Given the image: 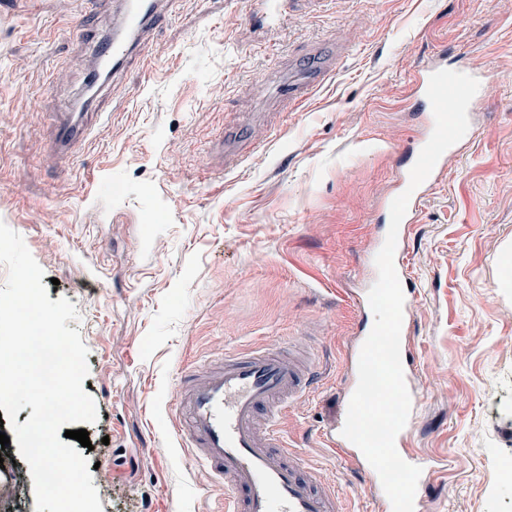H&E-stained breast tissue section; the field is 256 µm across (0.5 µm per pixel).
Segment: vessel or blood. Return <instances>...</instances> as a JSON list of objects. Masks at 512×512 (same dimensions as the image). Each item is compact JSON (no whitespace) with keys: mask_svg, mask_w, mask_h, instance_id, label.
Masks as SVG:
<instances>
[{"mask_svg":"<svg viewBox=\"0 0 512 512\" xmlns=\"http://www.w3.org/2000/svg\"><path fill=\"white\" fill-rule=\"evenodd\" d=\"M173 0H113L116 7L110 36L93 47L96 70L87 88H102L108 78H120L129 67H149L146 46L164 21ZM441 69L462 72L481 86L492 74L474 66L467 54L448 57L441 52L425 60L410 84V111L422 120L423 130L400 150L397 186L406 189L409 173L429 140L434 118L426 97L429 78ZM331 76L309 67L301 76L277 81L275 96L285 111H297ZM91 132L83 113L62 112L56 117L52 144L66 157L74 156ZM313 367L270 348L228 352L199 365L184 366L173 409L179 417L183 447L223 483V512H339L335 490L319 487L302 456L285 448L276 418L314 379Z\"/></svg>","mask_w":512,"mask_h":512,"instance_id":"vessel-or-blood-1","label":"vessel or blood"}]
</instances>
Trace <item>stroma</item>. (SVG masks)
<instances>
[{
	"label": "stroma",
	"instance_id": "1",
	"mask_svg": "<svg viewBox=\"0 0 512 512\" xmlns=\"http://www.w3.org/2000/svg\"><path fill=\"white\" fill-rule=\"evenodd\" d=\"M78 20L104 35L112 6L0 0V221L49 299L79 312L67 326L89 351L98 418L83 456L102 512H218L169 405L187 361L252 346L313 353L318 378L277 428L343 512H386L362 460L326 436L354 378L374 215L416 132L409 81L445 49L469 52L496 93L409 226L401 340L418 405L404 452L436 460L415 512H512V0H326L279 16L271 0H177L148 72L97 96L93 134L65 161L49 137L88 73ZM338 40L335 78L282 111L274 73Z\"/></svg>",
	"mask_w": 512,
	"mask_h": 512
}]
</instances>
